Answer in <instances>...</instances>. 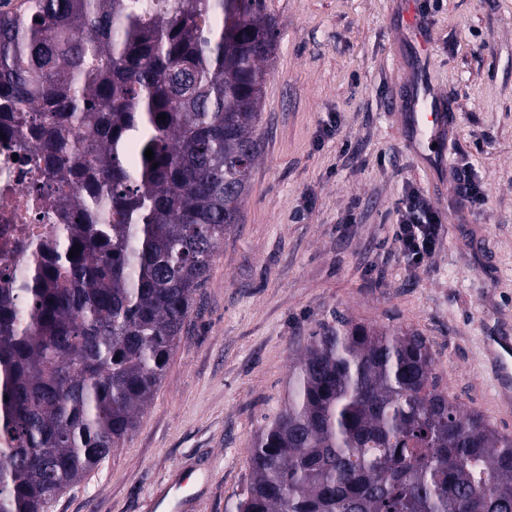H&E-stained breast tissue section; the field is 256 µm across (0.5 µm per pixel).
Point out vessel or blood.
Returning <instances> with one entry per match:
<instances>
[{"instance_id":"b4317fda","label":"vessel or blood","mask_w":512,"mask_h":512,"mask_svg":"<svg viewBox=\"0 0 512 512\" xmlns=\"http://www.w3.org/2000/svg\"><path fill=\"white\" fill-rule=\"evenodd\" d=\"M409 121L405 131L406 141L414 151L433 147L434 160L445 158L443 147L446 135L455 126V115L443 111L436 91L428 85L412 93L405 103ZM491 349L495 355L494 368L498 390L501 394L512 393V338L493 337Z\"/></svg>"}]
</instances>
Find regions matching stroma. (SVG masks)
<instances>
[{
    "instance_id": "stroma-1",
    "label": "stroma",
    "mask_w": 512,
    "mask_h": 512,
    "mask_svg": "<svg viewBox=\"0 0 512 512\" xmlns=\"http://www.w3.org/2000/svg\"><path fill=\"white\" fill-rule=\"evenodd\" d=\"M268 5L277 50L239 222L136 429L50 512H156L171 498L176 512H231L296 351L337 314L418 330L442 385L512 437L486 348L490 332L512 336V0ZM420 78L456 114L439 166L409 148L392 109ZM463 165L486 193L472 210L453 203ZM410 189L445 221L420 269L392 243L393 206Z\"/></svg>"
}]
</instances>
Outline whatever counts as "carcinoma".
Here are the masks:
<instances>
[{
  "mask_svg": "<svg viewBox=\"0 0 512 512\" xmlns=\"http://www.w3.org/2000/svg\"><path fill=\"white\" fill-rule=\"evenodd\" d=\"M276 47L267 0H0V121L71 219L0 271V512H49L135 428L238 223ZM249 454L235 512H512V439L412 329L322 325Z\"/></svg>",
  "mask_w": 512,
  "mask_h": 512,
  "instance_id": "1",
  "label": "carcinoma"
}]
</instances>
